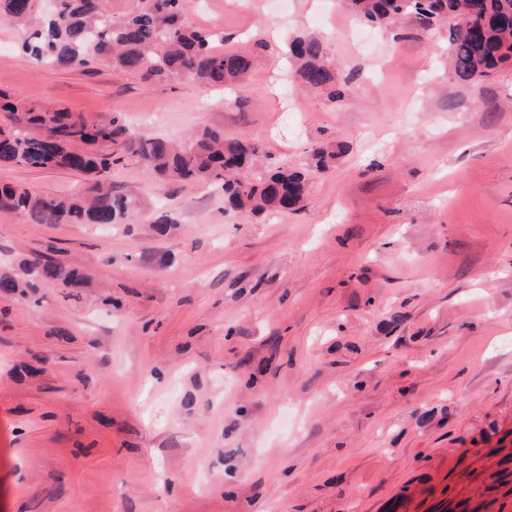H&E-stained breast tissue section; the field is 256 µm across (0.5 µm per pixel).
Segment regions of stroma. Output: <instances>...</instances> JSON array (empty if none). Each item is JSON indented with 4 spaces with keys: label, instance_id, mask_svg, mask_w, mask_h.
Returning a JSON list of instances; mask_svg holds the SVG:
<instances>
[{
    "label": "stroma",
    "instance_id": "obj_1",
    "mask_svg": "<svg viewBox=\"0 0 512 512\" xmlns=\"http://www.w3.org/2000/svg\"><path fill=\"white\" fill-rule=\"evenodd\" d=\"M233 85L147 83L30 59L0 22V85L28 104L181 140L211 126L309 181L305 207L226 212L217 190L112 170L125 223L0 213V272L45 254L79 297L0 295V512H501L512 507V66L448 67V28L379 32L336 0H184ZM319 38L345 96L288 78ZM333 153L316 170L314 149ZM0 182L83 192L66 169ZM164 203L177 222L147 221Z\"/></svg>",
    "mask_w": 512,
    "mask_h": 512
}]
</instances>
